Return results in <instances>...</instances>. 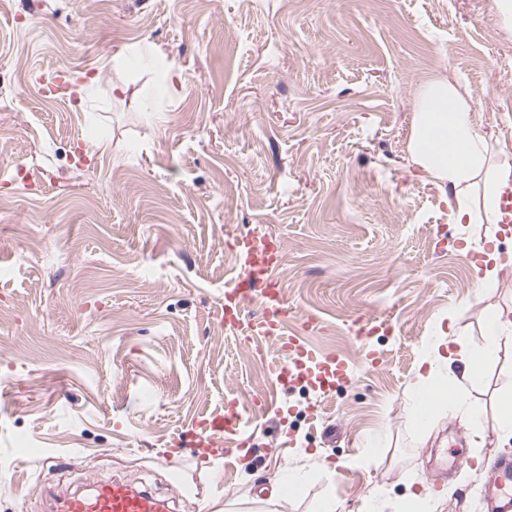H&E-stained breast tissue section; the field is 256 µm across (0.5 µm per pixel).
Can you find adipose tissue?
Returning a JSON list of instances; mask_svg holds the SVG:
<instances>
[{"label":"adipose tissue","instance_id":"ef3b65f1","mask_svg":"<svg viewBox=\"0 0 512 512\" xmlns=\"http://www.w3.org/2000/svg\"><path fill=\"white\" fill-rule=\"evenodd\" d=\"M413 162L435 180L447 185L453 197L454 223L471 224L476 218L486 223L500 221L499 197L512 182V165L491 167V142L476 123L472 108L460 88L447 79L426 81L415 100L412 133L408 145ZM483 189V209L475 211L471 193ZM512 336V307L492 310L486 318L481 346L461 335L437 334L424 343L427 373L418 374L413 387L411 422L421 425L439 404V391L451 389L452 406H466L463 383L478 382L486 363L496 358L502 339ZM462 372H455V363Z\"/></svg>","mask_w":512,"mask_h":512}]
</instances>
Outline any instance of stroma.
Wrapping results in <instances>:
<instances>
[{
	"instance_id": "stroma-1",
	"label": "stroma",
	"mask_w": 512,
	"mask_h": 512,
	"mask_svg": "<svg viewBox=\"0 0 512 512\" xmlns=\"http://www.w3.org/2000/svg\"><path fill=\"white\" fill-rule=\"evenodd\" d=\"M436 76L512 163L495 0H0V512H53L50 493L111 477L175 512H265L294 466L309 478L278 512H315L329 491L346 512L374 497L393 512L410 492L485 512L486 463L512 456V338L467 391L479 424L452 408L410 422L425 338L481 345L512 305V268L480 288L460 253L506 235L453 223L447 187L409 158ZM230 231L282 242L288 330L345 358L346 385L284 386L267 367L278 341L257 357L225 327ZM360 320L384 326L359 341ZM257 395L271 407L232 464L171 449ZM457 445L470 465L437 480Z\"/></svg>"
}]
</instances>
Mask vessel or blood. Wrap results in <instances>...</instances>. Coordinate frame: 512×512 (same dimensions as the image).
Listing matches in <instances>:
<instances>
[{"mask_svg": "<svg viewBox=\"0 0 512 512\" xmlns=\"http://www.w3.org/2000/svg\"><path fill=\"white\" fill-rule=\"evenodd\" d=\"M234 249L240 275L233 287L224 291V323L236 330L261 353V341L274 338L282 357L268 369L282 384H303L329 391L347 380L348 364L334 353L321 354L302 337L287 334L288 306L281 285L274 276L281 247L272 237H236ZM261 305L259 315H251V301ZM246 420L238 403L229 401L223 412L199 422L191 433L194 448L203 458H233L246 450L243 432ZM491 512H512V461L498 460L487 485ZM54 512H171L167 500L137 489L119 479L92 482L85 489L56 498Z\"/></svg>", "mask_w": 512, "mask_h": 512, "instance_id": "obj_1", "label": "vessel or blood"}]
</instances>
